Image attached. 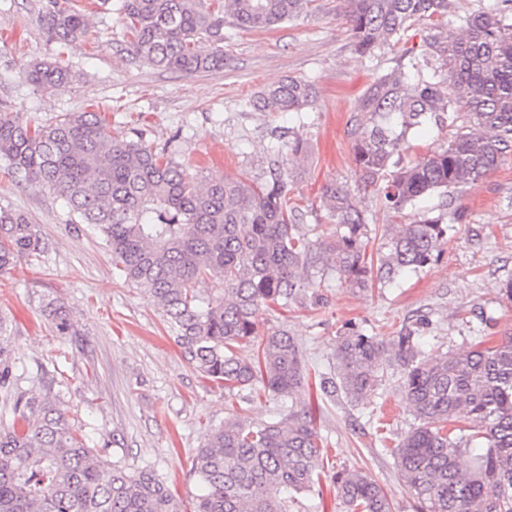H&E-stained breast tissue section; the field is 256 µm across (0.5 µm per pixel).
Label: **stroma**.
I'll use <instances>...</instances> for the list:
<instances>
[{"label":"stroma","instance_id":"stroma-1","mask_svg":"<svg viewBox=\"0 0 512 512\" xmlns=\"http://www.w3.org/2000/svg\"><path fill=\"white\" fill-rule=\"evenodd\" d=\"M45 4L0 0V111L46 123L95 106L113 134L141 132L146 144L167 149L197 178L263 182L270 143L302 137L307 152L289 159V181L299 229L312 240L337 229L322 200L332 184L344 187L362 213L373 254L387 225L447 217L440 192L402 213L388 211L376 187L361 182L353 159V132L371 117L367 87L378 74L408 65L405 50L419 46L420 37L363 57L353 47L344 0H312L298 19L269 31L225 28L223 68L184 75L132 61L121 14L103 10L97 0H75L89 15L91 32L59 48L41 21ZM60 53L72 81L41 91L23 80L31 60ZM289 76L315 87L300 114L273 116L251 107L259 91ZM455 204L468 221L449 232L430 265L366 292L334 274L314 278L310 297L259 315V335L290 332L308 368L327 372L339 338L352 329L387 337L423 318L433 353L464 349L479 336L512 334V300L500 292L512 280V157L464 188ZM0 207L25 213L44 246L40 257L0 274V315L10 323L8 344L24 387L52 386L87 447L131 469L151 465L189 512L197 492L193 456L211 429L239 414L268 420L277 402L245 400L206 379L174 341L156 302L120 277L103 238L89 225L71 223L57 194L20 186L0 166ZM50 303L64 307L68 335H57L45 320ZM401 382L400 370L388 371L364 405L341 392L326 396L312 384L299 388L294 409L311 410L329 442L326 473L301 495L300 512H345L330 474L354 467L384 488L394 512H420L393 454L419 425Z\"/></svg>","mask_w":512,"mask_h":512}]
</instances>
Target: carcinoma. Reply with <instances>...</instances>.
<instances>
[{
  "label": "carcinoma",
  "mask_w": 512,
  "mask_h": 512,
  "mask_svg": "<svg viewBox=\"0 0 512 512\" xmlns=\"http://www.w3.org/2000/svg\"><path fill=\"white\" fill-rule=\"evenodd\" d=\"M311 0H122L127 53L139 63L186 75L224 66V27L271 30ZM354 49L372 56L424 26L423 52L411 71L377 77L365 107L377 119L357 133L353 156L362 182L378 186L399 213L441 191L474 185L512 155V0L457 14V0H347ZM45 30L64 49L84 39L89 17L70 0H47ZM45 90L72 79L60 56L22 73ZM313 84L287 77L259 92L252 106L299 113ZM469 125L447 145L400 164L410 130L453 127L459 108ZM270 179L261 185L222 178L198 183L166 150L142 136H112L96 110L62 112L33 124L0 112V162L25 187L58 194L80 224H91L125 281L161 307L175 342L224 391L265 394L286 404L314 375L325 394L341 389L358 403L385 372L402 371L404 396L421 425L396 451L399 479L421 512H512V336L489 346L429 354L420 328L387 338L351 330L336 347L334 375L305 366L297 338L285 330L257 334L259 313L294 302L310 269L336 273L351 288L392 283L437 259L450 226L437 220L390 224L384 251L373 257L364 219L341 186L323 197L345 231L311 241L292 224L287 159L271 148ZM43 252L28 216L0 207V273ZM224 279V297L206 299L195 285ZM56 333L70 323L62 306L45 309ZM0 315V389L17 385L16 365ZM12 418L0 425V512H179L170 487L148 467L130 470L85 446L75 420L53 391L14 393ZM324 440L309 411L269 422L237 416L210 434L193 457L198 494L192 512H293L297 495L320 475ZM471 466L459 465L462 450ZM347 512H392L386 491L363 472L332 474Z\"/></svg>",
  "instance_id": "1"
}]
</instances>
